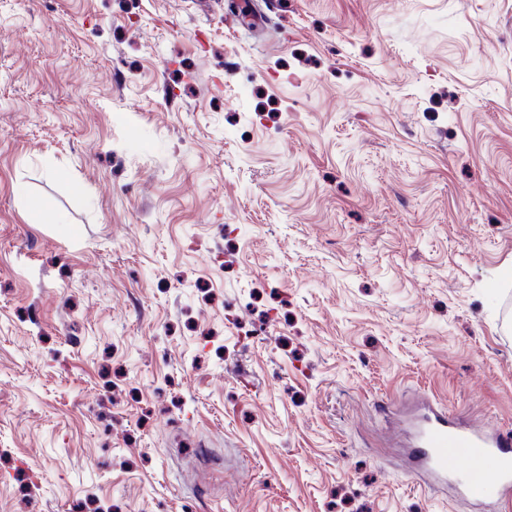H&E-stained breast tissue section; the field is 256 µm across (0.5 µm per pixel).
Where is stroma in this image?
Returning <instances> with one entry per match:
<instances>
[{
  "label": "stroma",
  "mask_w": 512,
  "mask_h": 512,
  "mask_svg": "<svg viewBox=\"0 0 512 512\" xmlns=\"http://www.w3.org/2000/svg\"><path fill=\"white\" fill-rule=\"evenodd\" d=\"M424 396L512 431V0H0V512H474Z\"/></svg>",
  "instance_id": "1"
}]
</instances>
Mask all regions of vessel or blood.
<instances>
[{
	"label": "vessel or blood",
	"mask_w": 512,
	"mask_h": 512,
	"mask_svg": "<svg viewBox=\"0 0 512 512\" xmlns=\"http://www.w3.org/2000/svg\"><path fill=\"white\" fill-rule=\"evenodd\" d=\"M407 446L417 471L473 496L477 504L487 503L492 495L512 498L511 434L460 425L446 409L424 402L408 424ZM459 452L472 460L463 472L448 467L449 458Z\"/></svg>",
	"instance_id": "obj_1"
}]
</instances>
